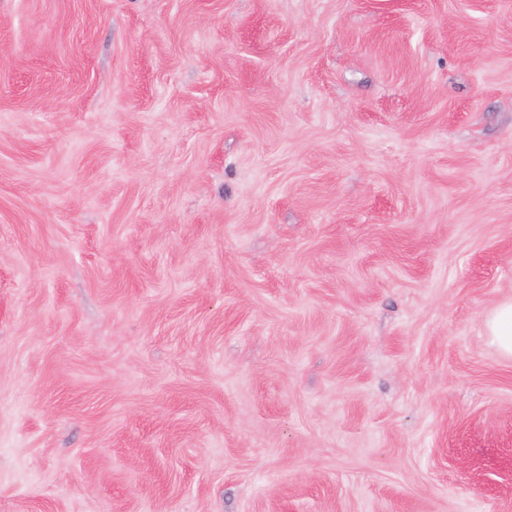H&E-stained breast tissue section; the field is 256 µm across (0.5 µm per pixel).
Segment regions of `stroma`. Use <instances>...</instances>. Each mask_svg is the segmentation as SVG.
Here are the masks:
<instances>
[{"label": "stroma", "mask_w": 512, "mask_h": 512, "mask_svg": "<svg viewBox=\"0 0 512 512\" xmlns=\"http://www.w3.org/2000/svg\"><path fill=\"white\" fill-rule=\"evenodd\" d=\"M512 0H0V512H512ZM484 328L500 354L512 359V299L498 304L485 320Z\"/></svg>", "instance_id": "1"}]
</instances>
